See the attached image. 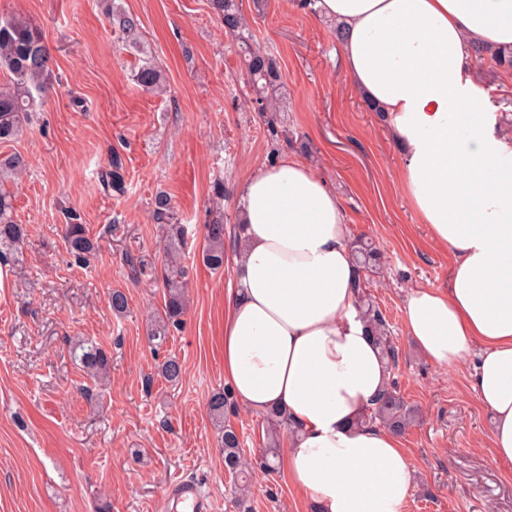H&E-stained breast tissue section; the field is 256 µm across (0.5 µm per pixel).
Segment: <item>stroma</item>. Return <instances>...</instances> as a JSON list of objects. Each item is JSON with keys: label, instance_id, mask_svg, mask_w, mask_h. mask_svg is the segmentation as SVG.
<instances>
[{"label": "stroma", "instance_id": "35a3bbf8", "mask_svg": "<svg viewBox=\"0 0 512 512\" xmlns=\"http://www.w3.org/2000/svg\"><path fill=\"white\" fill-rule=\"evenodd\" d=\"M141 22L142 50L126 47L102 0H0L25 15L50 52L52 83L32 119L0 154L27 165L14 218L28 230L22 254L0 264V512H161L170 480L198 482L213 512H311L285 471L255 473L247 499L224 469L221 433L207 412L224 390V296L236 287L239 187L259 166L291 156L336 190L351 237L372 239L384 262L366 289L399 348L390 379L421 421L402 437L414 472L405 512H512V477L490 450L492 415L470 388L471 362L441 367L406 335L413 286L448 284L449 257L428 238L400 189L399 151L351 87L331 25L300 0H242L255 43L279 63L289 108L276 128L250 103L234 36L210 0H118ZM152 55L166 95L133 73ZM472 77L512 129V77L473 62ZM120 158L125 188L101 175ZM167 196L185 228L181 263L189 303L161 352L148 319L163 305L164 240L153 218ZM80 215L96 250L68 253L61 227ZM224 223V267L203 262L205 225ZM128 311L113 313L112 291ZM87 339L112 357L106 388H91L69 355ZM173 355L184 374L165 381ZM249 461L266 446L262 416H230Z\"/></svg>", "mask_w": 512, "mask_h": 512}]
</instances>
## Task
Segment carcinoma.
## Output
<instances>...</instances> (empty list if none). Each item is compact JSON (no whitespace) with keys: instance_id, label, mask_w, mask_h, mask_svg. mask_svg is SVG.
Instances as JSON below:
<instances>
[{"instance_id":"cac0c4a2","label":"carcinoma","mask_w":512,"mask_h":512,"mask_svg":"<svg viewBox=\"0 0 512 512\" xmlns=\"http://www.w3.org/2000/svg\"><path fill=\"white\" fill-rule=\"evenodd\" d=\"M108 2V16L122 32L124 39L136 49H141V33L136 17L122 10L115 0ZM212 8L224 24V30L236 35L239 53L242 57L246 80L255 95L258 111L266 113L267 124L274 126L279 113L286 111V102L280 90V67L267 51L253 42L247 20L242 12L240 0H212ZM479 60L489 59L497 68L512 71V46L488 49L472 47ZM0 72L9 75V82L0 85V143L14 140L22 131L27 114L31 111L35 95L44 91L51 82L49 55L42 37L32 23L24 16H0ZM134 80L147 93L164 95L168 92L166 73L145 58L135 71ZM26 170L24 159L19 155L0 157V260L18 254L27 237L26 227L14 219L13 194L9 185H18ZM156 223L166 234L168 247L161 276L164 283V304L158 320L152 325L148 341L154 350L167 342L171 330L183 324L182 316L187 309L185 270L179 261L183 244V227L173 223L169 201L160 196L153 211ZM207 247L203 253L204 262L214 270L224 267V224L217 222L205 226ZM64 240L68 250L81 258L95 249L86 225L73 214L65 225ZM355 264L358 268L356 283L359 308L367 319L376 344L387 368L398 365L399 349L392 340L385 315L366 292L365 277L381 262V253L375 243L365 237H358L351 243ZM73 359L80 363L90 381L101 385L108 377L110 356L98 344L80 340L72 348ZM160 373L169 382H176L183 376L181 362L172 356L164 358ZM232 392L227 390L213 395L208 402L211 421L222 431L221 448L224 468L240 480L239 489L249 486L247 477L251 463L245 459L241 441L236 429L229 423L226 411L230 407ZM417 411L407 404L393 386H387L375 400L374 405L359 418V426H382L397 435H403L416 421ZM266 425L267 453L260 463L267 473L277 470V452L281 431L286 424L276 410L264 414Z\"/></svg>"}]
</instances>
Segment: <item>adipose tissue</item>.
I'll return each instance as SVG.
<instances>
[{"label":"adipose tissue","mask_w":512,"mask_h":512,"mask_svg":"<svg viewBox=\"0 0 512 512\" xmlns=\"http://www.w3.org/2000/svg\"><path fill=\"white\" fill-rule=\"evenodd\" d=\"M347 33L352 86L401 156L407 205L451 256L448 285L415 287L403 325L442 367L470 353L471 390L512 463V139L470 76L471 47L512 45V0H317ZM239 286L224 300V380L297 432L283 463L312 512H403L412 460L399 436L357 419L389 372L356 304L336 192L292 157L240 186Z\"/></svg>","instance_id":"adipose-tissue-1"}]
</instances>
